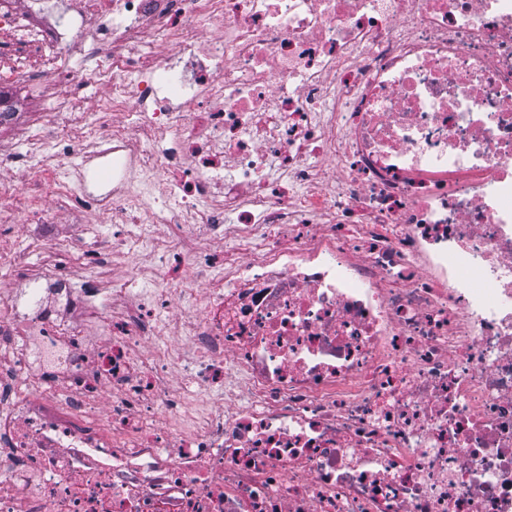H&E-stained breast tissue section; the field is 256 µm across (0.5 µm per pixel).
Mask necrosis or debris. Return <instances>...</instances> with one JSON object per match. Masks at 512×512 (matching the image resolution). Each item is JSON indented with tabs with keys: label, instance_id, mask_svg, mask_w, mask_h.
I'll list each match as a JSON object with an SVG mask.
<instances>
[{
	"label": "necrosis or debris",
	"instance_id": "1",
	"mask_svg": "<svg viewBox=\"0 0 512 512\" xmlns=\"http://www.w3.org/2000/svg\"><path fill=\"white\" fill-rule=\"evenodd\" d=\"M0 39L46 106L0 85V512H512V0H0Z\"/></svg>",
	"mask_w": 512,
	"mask_h": 512
}]
</instances>
